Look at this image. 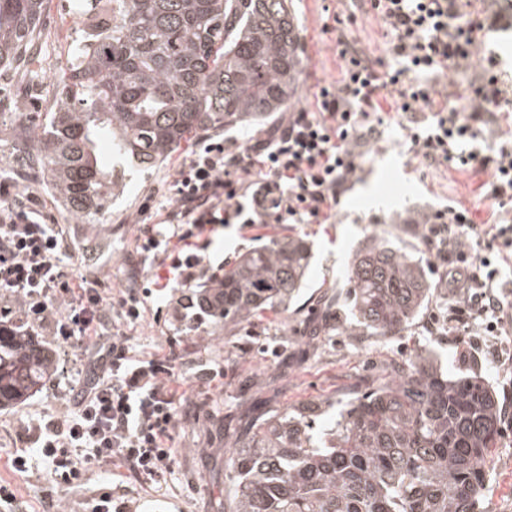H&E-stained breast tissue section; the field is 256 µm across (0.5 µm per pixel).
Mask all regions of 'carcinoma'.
I'll return each mask as SVG.
<instances>
[{
	"instance_id": "1",
	"label": "carcinoma",
	"mask_w": 512,
	"mask_h": 512,
	"mask_svg": "<svg viewBox=\"0 0 512 512\" xmlns=\"http://www.w3.org/2000/svg\"><path fill=\"white\" fill-rule=\"evenodd\" d=\"M46 0H0V68L41 63L35 35ZM83 40L57 83L49 124H31L17 151L39 166L70 224H94L146 172L200 131L243 127L283 112L302 71L288 0H75ZM107 137L121 168L104 164ZM311 262L300 236L273 234L224 265L197 305L212 326L278 314ZM360 324L401 333L429 295L421 267L372 239L348 269ZM52 352L0 321V410L38 392ZM501 432L499 400L476 372L448 376L425 358L351 399L325 433L293 411H264L228 451L224 512H478L483 460Z\"/></svg>"
}]
</instances>
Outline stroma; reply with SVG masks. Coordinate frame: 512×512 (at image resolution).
Returning <instances> with one entry per match:
<instances>
[{"label": "stroma", "mask_w": 512, "mask_h": 512, "mask_svg": "<svg viewBox=\"0 0 512 512\" xmlns=\"http://www.w3.org/2000/svg\"><path fill=\"white\" fill-rule=\"evenodd\" d=\"M354 21L345 22L350 39L374 58L387 55L383 25L370 0H355ZM298 21L303 53L297 107L313 102L320 82L338 78L342 62L336 36L324 32L336 0H291ZM82 19L70 0H48L47 17L36 41L50 62L40 84H30L26 67L0 69V183L43 222L61 225L79 246L69 264L74 272L97 271L107 297L127 288H148L143 317L137 324L123 322L109 310L115 333L147 347L187 345L191 356L217 369L214 381L189 382L178 408L174 472L162 483L144 485L121 461L111 468H94L81 485L49 482L47 463L37 454L34 439L39 423L72 412V392L82 380L80 351L59 344L48 325L28 323L23 299L0 295V318L27 324L36 339L51 347L57 370L45 385L22 404L0 411V438L11 441L0 454V481L12 484L16 499L0 504V512H90L99 491L111 490L115 502H126V512H224L226 448L232 447L239 427L257 413L276 408L301 409L317 404V429H325L348 399L383 383L395 365L419 355H431L449 375L463 368L451 337L430 335L431 318L446 320L447 300L416 222L419 213L451 205L465 207L474 223H485L492 201L484 177L456 169L454 163L434 165L415 159L404 137L400 115L387 114L374 134L356 145L359 166L341 195L327 224H280L277 232L296 233L310 245L312 259L306 285L299 297L279 315L242 323L233 330L202 324L181 325L189 293L199 292L208 279L200 274L190 286L167 282V263L140 261L136 236L140 225L163 217L149 200L153 189L167 185L180 163L195 151L198 140L182 142L148 173L137 174L94 224L68 223L61 204L45 186L39 168L24 162L15 145L25 121L47 123L54 108L52 88L66 66L70 48L80 40ZM258 227L228 224L207 248L212 265L234 260L254 247ZM382 238L399 246L420 264L433 291L406 329L396 336H377L357 322L352 304L337 305L347 293L346 272L360 243ZM166 290H155V283ZM339 320L340 330L322 333L307 345L304 328L310 317ZM27 456L28 472H16L15 456ZM490 480L480 512H512V459L490 448L485 460Z\"/></svg>", "instance_id": "obj_1"}]
</instances>
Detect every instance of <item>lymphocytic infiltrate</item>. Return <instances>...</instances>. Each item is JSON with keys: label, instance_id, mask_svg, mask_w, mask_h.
<instances>
[{"label": "lymphocytic infiltrate", "instance_id": "1", "mask_svg": "<svg viewBox=\"0 0 512 512\" xmlns=\"http://www.w3.org/2000/svg\"><path fill=\"white\" fill-rule=\"evenodd\" d=\"M388 37L387 58H373L337 37L342 61L336 81L321 84L312 106L289 113L265 138L230 151L211 142L175 170L159 207L177 206L174 221L145 224L137 236L144 257L169 260L180 281L191 284L208 260L199 238L226 224H324L336 212L344 184L357 170L355 141L384 123L385 111L415 115L407 138L425 162H453L479 175L491 172L489 194L496 208L486 223H472L467 209L451 207L423 218V239L448 290L451 319L466 336H499L512 326V304L501 298L502 268H512V222L501 210L512 203V148L494 154L461 151L477 139L482 112L512 115V98L497 72L492 44L478 45L476 32L512 28L501 15L464 10L460 0H372ZM487 63L471 94L438 99L433 79L466 65L474 48ZM486 241L490 252L465 249L467 235ZM178 242L171 251L170 242ZM72 246L55 224L0 191V293L21 296L29 317L52 325L68 346L80 348L86 377L74 410L38 426V453L55 480L80 483L88 468L122 461L143 482H162L174 471L182 352L144 351L129 337L108 335L106 308L115 305L126 322H137L145 296L103 294L93 273L69 266Z\"/></svg>", "mask_w": 512, "mask_h": 512}]
</instances>
